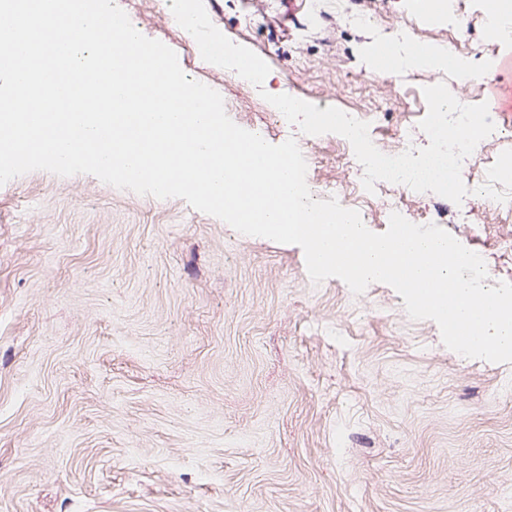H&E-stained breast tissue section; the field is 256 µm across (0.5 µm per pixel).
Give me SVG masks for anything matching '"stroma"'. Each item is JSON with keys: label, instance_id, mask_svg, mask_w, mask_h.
Here are the masks:
<instances>
[{"label": "stroma", "instance_id": "1", "mask_svg": "<svg viewBox=\"0 0 512 512\" xmlns=\"http://www.w3.org/2000/svg\"><path fill=\"white\" fill-rule=\"evenodd\" d=\"M170 2L115 0L238 126L295 138L307 183L372 232L393 188L367 193L347 139L282 126L261 91L380 112L375 146H423V89L443 82L512 137L499 68L512 46L488 38L475 0L450 27L419 26L432 0H204L269 65L260 90L201 60ZM344 9L371 25L343 24ZM404 25L468 73L381 71L377 43ZM405 196L407 220L483 258L487 286L512 282L499 249L512 215L476 203L463 219L434 193ZM0 512H512V363L449 350L387 284L313 283L301 247L185 200L33 171L0 185Z\"/></svg>", "mask_w": 512, "mask_h": 512}]
</instances>
